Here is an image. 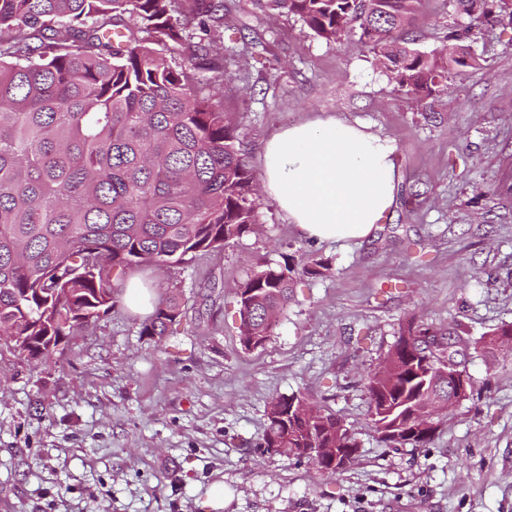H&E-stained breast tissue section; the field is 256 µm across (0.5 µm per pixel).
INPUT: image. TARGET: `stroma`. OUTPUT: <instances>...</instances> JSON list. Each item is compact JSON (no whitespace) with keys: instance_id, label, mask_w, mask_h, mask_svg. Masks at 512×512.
Here are the masks:
<instances>
[{"instance_id":"35a3bbf8","label":"stroma","mask_w":512,"mask_h":512,"mask_svg":"<svg viewBox=\"0 0 512 512\" xmlns=\"http://www.w3.org/2000/svg\"><path fill=\"white\" fill-rule=\"evenodd\" d=\"M488 8L475 19L422 0L417 48L442 52L467 28L477 66L421 101L356 37L329 44L235 0L207 39L228 59L224 107L251 167L283 128L360 123L396 147L393 207L367 239L317 243L260 195L254 233L140 270L152 301L178 294L167 336L140 335L120 301L47 360L0 344V512H512V349L472 353L474 387L426 448L380 443L363 388L410 319L474 339L512 323V0ZM315 261L324 275L304 274ZM285 263L294 298L245 349L237 289ZM292 394L359 441L340 473L265 448L267 404Z\"/></svg>"}]
</instances>
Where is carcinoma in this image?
<instances>
[{
  "mask_svg": "<svg viewBox=\"0 0 512 512\" xmlns=\"http://www.w3.org/2000/svg\"><path fill=\"white\" fill-rule=\"evenodd\" d=\"M420 0H256L299 18L314 36L354 35L392 78L419 97L443 90L452 70L475 68L465 48L443 60L414 48ZM470 17L487 0H454ZM230 10L228 0H0V336L25 338L29 359L92 324L61 327L68 312L115 305L123 277L143 267H183L255 231L257 176L248 144L224 112V56L194 41ZM181 48L169 66L156 47ZM293 269L264 265L239 285L243 343L269 340L291 300ZM181 315L174 296L155 306L141 334L163 336ZM365 378L374 431L391 448H426L439 430H413L414 408L456 405L448 386L424 383L476 343L455 328L412 322ZM279 396L267 405L265 445L357 448L336 414L310 422Z\"/></svg>",
  "mask_w": 512,
  "mask_h": 512,
  "instance_id": "1",
  "label": "carcinoma"
}]
</instances>
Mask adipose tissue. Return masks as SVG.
Instances as JSON below:
<instances>
[{"label": "adipose tissue", "instance_id": "adipose-tissue-1", "mask_svg": "<svg viewBox=\"0 0 512 512\" xmlns=\"http://www.w3.org/2000/svg\"><path fill=\"white\" fill-rule=\"evenodd\" d=\"M394 151L390 140L342 120L294 124L263 146V189L309 239H365L394 203Z\"/></svg>", "mask_w": 512, "mask_h": 512}]
</instances>
